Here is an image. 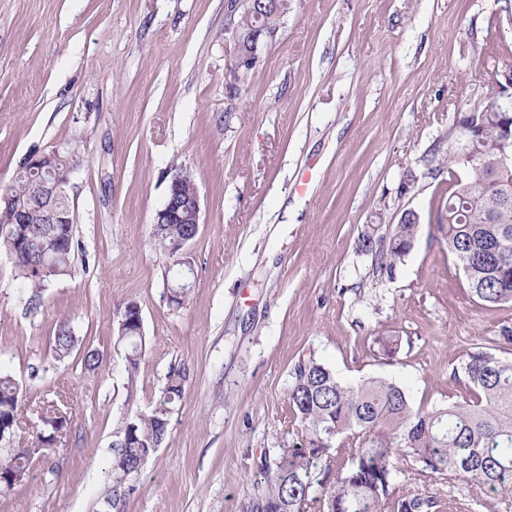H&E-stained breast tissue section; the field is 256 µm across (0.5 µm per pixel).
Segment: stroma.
<instances>
[{
    "mask_svg": "<svg viewBox=\"0 0 512 512\" xmlns=\"http://www.w3.org/2000/svg\"><path fill=\"white\" fill-rule=\"evenodd\" d=\"M507 0H294L257 67L232 83L228 0H0V190L24 159L77 149L69 275L28 307L0 252V369L19 384L24 445L54 401L72 413L58 447L33 455L0 512H103L115 433L187 371L157 453L123 489L122 512H244L255 461L297 426L290 372L314 354L343 382L381 377L414 406L464 402L453 370L512 326V303L470 295L437 217L448 175L428 172L454 136L455 106L492 89L512 63ZM189 171L202 224L185 249L191 292L169 303L173 260L151 239L170 169ZM417 181L409 192L407 172ZM419 215L393 278L372 274L358 238ZM141 309L145 349L128 369L121 306ZM68 322L82 353L57 359ZM400 345L385 354L383 340ZM398 493L472 495L481 512L512 498L466 481L405 478Z\"/></svg>",
    "mask_w": 512,
    "mask_h": 512,
    "instance_id": "stroma-1",
    "label": "stroma"
}]
</instances>
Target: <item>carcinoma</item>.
<instances>
[{
	"label": "carcinoma",
	"mask_w": 512,
	"mask_h": 512,
	"mask_svg": "<svg viewBox=\"0 0 512 512\" xmlns=\"http://www.w3.org/2000/svg\"><path fill=\"white\" fill-rule=\"evenodd\" d=\"M458 135L434 155V171L448 169L451 187L444 204L441 230L448 253L465 275L473 298L486 306L512 302V148L502 141L512 133V112L503 110L493 94L484 97L483 111L457 110ZM45 172L18 168L14 183L0 193L28 211L27 223H11L0 209V250L6 251L26 287L38 293L45 284L70 273L74 258V213L70 199L59 210L66 223H44L41 209L28 203L32 184ZM418 221L395 224L387 244L366 230L360 252L372 258L378 277L394 276L413 249ZM196 224H155L153 239L178 264L185 259L182 242H193ZM190 288L179 278L167 281L169 302L180 306ZM137 302L122 306L117 338L129 346L127 362L138 364L143 350V319ZM68 323L59 325L54 353L63 360L78 345ZM455 374L475 399L429 409L413 407L399 384L369 378L343 383L314 355L294 364L288 400L301 431L300 441L278 449L272 460L258 464L262 480L250 512H440L441 500L426 492L393 496L402 477L418 481L460 477L476 486L512 495V360L474 347ZM187 373L174 369L162 398L145 414L118 432L112 465V499L137 475L162 444L173 405L180 400ZM20 388L11 374L0 371V435L18 428ZM42 429L29 444L12 448L0 459V493L20 483L31 456L55 446L71 425V412L52 402L44 407ZM402 453L405 465L395 456Z\"/></svg>",
	"instance_id": "1"
}]
</instances>
